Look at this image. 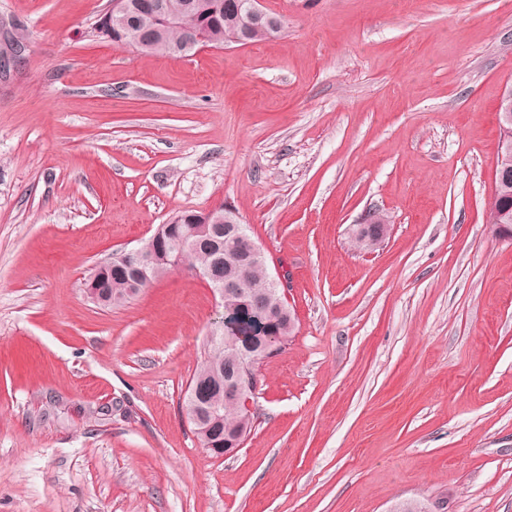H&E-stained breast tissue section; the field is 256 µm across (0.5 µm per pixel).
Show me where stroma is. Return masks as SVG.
Listing matches in <instances>:
<instances>
[{
    "instance_id": "stroma-1",
    "label": "stroma",
    "mask_w": 512,
    "mask_h": 512,
    "mask_svg": "<svg viewBox=\"0 0 512 512\" xmlns=\"http://www.w3.org/2000/svg\"><path fill=\"white\" fill-rule=\"evenodd\" d=\"M107 3L0 0V512H512V0H264L281 34L187 56L98 38ZM220 204L296 314L222 459L185 409L208 284L84 292ZM374 212L369 214L363 224H359L356 235L366 244L372 246L383 240L388 232V216L382 212H376L377 219L383 218L386 224H379L378 220L373 219ZM160 227L161 226H159L149 241L142 246L131 249H120L113 252V261L133 267L138 271L140 277L154 272L156 267V254L151 246V242L158 235Z\"/></svg>"
}]
</instances>
